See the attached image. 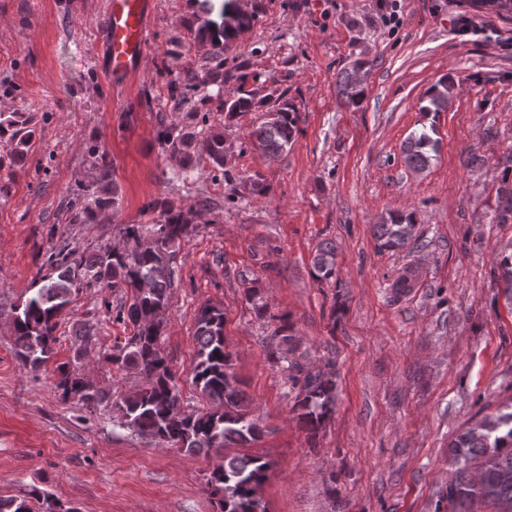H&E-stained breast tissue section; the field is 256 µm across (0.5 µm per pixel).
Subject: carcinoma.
Returning <instances> with one entry per match:
<instances>
[{
    "instance_id": "1",
    "label": "carcinoma",
    "mask_w": 512,
    "mask_h": 512,
    "mask_svg": "<svg viewBox=\"0 0 512 512\" xmlns=\"http://www.w3.org/2000/svg\"><path fill=\"white\" fill-rule=\"evenodd\" d=\"M208 24L210 58L224 63V48L240 31L251 26L253 18L235 17ZM454 83L443 77L425 93L427 104L422 112L445 110ZM339 94L353 108L361 106L364 88L360 80L345 75L339 80ZM266 108L268 119L251 133L255 149L275 158L288 150L297 132V109L283 94H268L256 99L247 94L224 103L225 118ZM37 133L34 117L28 112L0 113V171L25 161ZM160 143L172 154L180 155L183 173L196 169L200 160L224 165V133L209 131L201 137L176 126L160 132ZM438 141L425 130L409 135L402 147L407 167L422 171L429 166ZM89 153L100 160L98 178L87 187V195L70 202L75 218L94 220L98 212L113 203L114 194L106 152L99 146ZM161 209V220L153 224H125L120 234L130 247L106 245L88 256L61 248L49 255L52 272L41 277L43 285L13 315L15 345L24 366L39 368L57 341L58 318L83 288H118L123 302L115 320L133 327V334L117 345L107 360L120 369L133 370L143 378L142 385L123 398L120 410L123 425L132 432L175 446L189 455L224 452L207 477L211 495L217 497L219 512H267L260 508V490L268 478L271 463L258 456L231 454L229 448H244L256 441L262 429L250 418L249 401L242 382L234 371L231 355L224 342V311L214 305L201 308L196 327V363L191 384L202 399V406L187 410L175 375L163 356L160 338L163 321L160 313L171 304L175 282L173 263L190 233L197 211L194 206L174 209L167 202L155 200L152 209ZM493 221L512 224V176L504 174L496 192ZM416 234L412 211L390 212L373 225V235L381 251H399ZM497 279L512 303V253L501 254ZM317 281L338 278L336 246L324 240L317 246L312 262ZM245 298L260 318L267 313L262 303L261 287L245 289ZM276 345L268 352L269 360L288 371V381L295 391L293 409L303 430L312 441L330 420L336 402V375L331 370L309 368L285 356L298 343L288 320L275 330ZM58 387L90 408L107 399V393L85 377L64 366L58 367ZM452 477L448 481V512H474L478 503L487 512H512V403L486 415L460 432L448 450ZM41 504L42 512H73L47 492L33 485L22 497H0V512H33L30 500Z\"/></svg>"
}]
</instances>
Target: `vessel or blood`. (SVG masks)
I'll return each mask as SVG.
<instances>
[{"mask_svg":"<svg viewBox=\"0 0 512 512\" xmlns=\"http://www.w3.org/2000/svg\"><path fill=\"white\" fill-rule=\"evenodd\" d=\"M148 0H109L104 21V52L108 76L120 83L127 79L145 48Z\"/></svg>","mask_w":512,"mask_h":512,"instance_id":"b4317fda","label":"vessel or blood"}]
</instances>
